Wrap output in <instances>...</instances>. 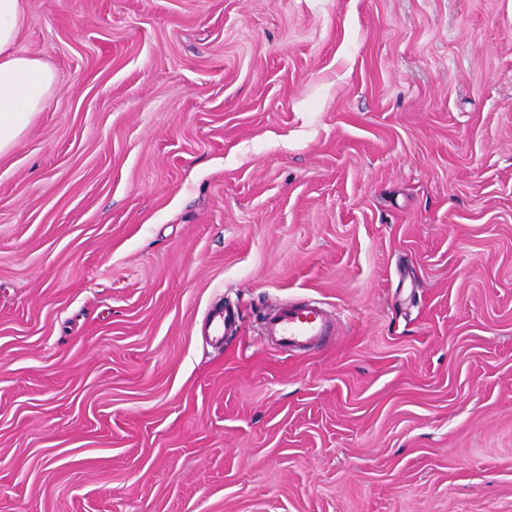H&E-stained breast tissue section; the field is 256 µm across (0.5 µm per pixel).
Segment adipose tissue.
<instances>
[{
	"instance_id": "obj_1",
	"label": "adipose tissue",
	"mask_w": 512,
	"mask_h": 512,
	"mask_svg": "<svg viewBox=\"0 0 512 512\" xmlns=\"http://www.w3.org/2000/svg\"><path fill=\"white\" fill-rule=\"evenodd\" d=\"M24 21V0H0V155L29 127L54 83L41 58L17 49Z\"/></svg>"
}]
</instances>
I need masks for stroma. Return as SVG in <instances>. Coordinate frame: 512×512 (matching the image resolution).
Segmentation results:
<instances>
[{"label":"stroma","mask_w":512,"mask_h":512,"mask_svg":"<svg viewBox=\"0 0 512 512\" xmlns=\"http://www.w3.org/2000/svg\"><path fill=\"white\" fill-rule=\"evenodd\" d=\"M18 48L0 512H512V0H25ZM303 299L335 336L268 343ZM234 326V317L224 309H214L211 311L206 323L207 334L212 336L215 342L222 344L224 336L227 335Z\"/></svg>","instance_id":"obj_1"}]
</instances>
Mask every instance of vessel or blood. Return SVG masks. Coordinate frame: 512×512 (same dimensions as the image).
Wrapping results in <instances>:
<instances>
[{"label": "vessel or blood", "instance_id": "vessel-or-blood-1", "mask_svg": "<svg viewBox=\"0 0 512 512\" xmlns=\"http://www.w3.org/2000/svg\"><path fill=\"white\" fill-rule=\"evenodd\" d=\"M234 317L223 309L211 311L206 329L215 342H223ZM334 332L333 318L315 302L291 303L265 317L262 334L282 348L307 350Z\"/></svg>", "mask_w": 512, "mask_h": 512}]
</instances>
